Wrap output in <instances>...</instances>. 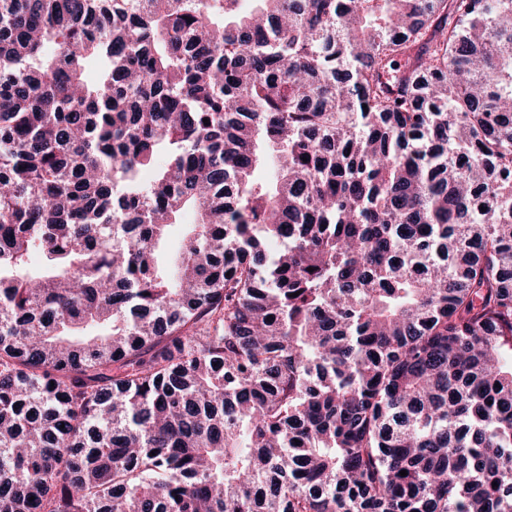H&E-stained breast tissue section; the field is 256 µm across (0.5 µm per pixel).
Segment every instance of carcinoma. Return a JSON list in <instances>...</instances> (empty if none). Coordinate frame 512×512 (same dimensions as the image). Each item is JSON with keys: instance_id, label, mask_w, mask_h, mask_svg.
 Returning a JSON list of instances; mask_svg holds the SVG:
<instances>
[{"instance_id": "1", "label": "carcinoma", "mask_w": 512, "mask_h": 512, "mask_svg": "<svg viewBox=\"0 0 512 512\" xmlns=\"http://www.w3.org/2000/svg\"><path fill=\"white\" fill-rule=\"evenodd\" d=\"M241 2L0 0V512H512V0Z\"/></svg>"}]
</instances>
